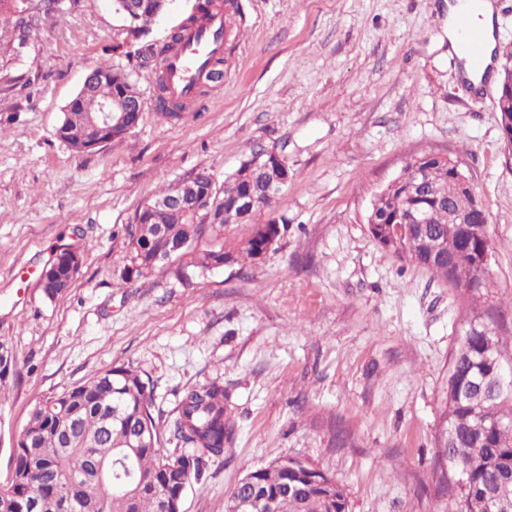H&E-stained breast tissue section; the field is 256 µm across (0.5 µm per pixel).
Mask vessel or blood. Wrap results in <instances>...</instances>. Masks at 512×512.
I'll list each match as a JSON object with an SVG mask.
<instances>
[{
	"instance_id": "1",
	"label": "vessel or blood",
	"mask_w": 512,
	"mask_h": 512,
	"mask_svg": "<svg viewBox=\"0 0 512 512\" xmlns=\"http://www.w3.org/2000/svg\"><path fill=\"white\" fill-rule=\"evenodd\" d=\"M457 25L461 46L473 69H483L485 51L480 37L472 32L467 16H459ZM226 18L221 7L188 25L178 46L166 57L162 66L169 93L186 102L195 100L201 81L215 59L223 57L227 46Z\"/></svg>"
}]
</instances>
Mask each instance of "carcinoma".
<instances>
[{"label":"carcinoma","instance_id":"carcinoma-1","mask_svg":"<svg viewBox=\"0 0 512 512\" xmlns=\"http://www.w3.org/2000/svg\"><path fill=\"white\" fill-rule=\"evenodd\" d=\"M48 0H0V16L12 24L11 46L24 49L30 34L28 11L33 3ZM181 33L171 36L160 50L146 46V52L160 65L162 56L174 49ZM113 67L96 68L102 75L92 95L74 114L63 115L59 131L64 132L94 110L99 101L112 96L116 85L107 77ZM156 111L164 117L180 118L186 103L169 97L164 81L156 91ZM435 178L430 189L417 197L397 188L376 197L368 211L373 223L370 233L379 245L401 258L426 266L452 288L459 283L448 277L458 266L469 267L473 294L485 287V275L478 265L480 253L490 249L488 234L478 237L463 224L448 223V213L466 212L471 195L460 191L445 166L429 159ZM269 172L261 165L242 164L225 181L237 192L259 198L257 211L269 207L282 193H266ZM216 207L228 213L231 223H245L253 215L234 209L235 198L218 191ZM410 210L427 214L428 233L443 237L446 249L430 259L408 236L393 235V218ZM221 224H195L184 212H155L144 224H123L118 234L124 239L126 280L147 278L156 271L175 268L176 276L190 280L224 267L259 259L270 239H282L287 223L252 225L249 236L237 247L224 246ZM164 241L185 242L173 264L154 261ZM208 248L201 249V242ZM58 274L44 281L41 292L47 299L67 293L69 258L56 260ZM504 365L498 335L487 326L469 327L455 351L448 374L445 419L448 436L439 440V454L448 461V476L441 493L456 501V512H512V392L497 388ZM18 373L11 348L0 341V387ZM224 385L195 386L182 395L171 421L173 437L183 450L163 452L158 424L152 413L153 390L140 375L126 367L114 366L88 381L50 396L32 410L27 424L16 436L11 449L12 471L0 484V512H182L183 496L191 479L202 475L206 459L224 454L230 441ZM111 454L118 464L108 463L103 478L87 486H76V464L86 457ZM247 484L240 495L256 502L253 512H266L264 501L275 497L277 512H350L343 488L321 470L297 458L288 467L277 460L244 474Z\"/></svg>","mask_w":512,"mask_h":512}]
</instances>
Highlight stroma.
<instances>
[{
    "instance_id": "obj_1",
    "label": "stroma",
    "mask_w": 512,
    "mask_h": 512,
    "mask_svg": "<svg viewBox=\"0 0 512 512\" xmlns=\"http://www.w3.org/2000/svg\"><path fill=\"white\" fill-rule=\"evenodd\" d=\"M197 0H172L147 40L112 0L42 18L22 55L0 26V340L18 374L0 391V481L33 407L125 365L167 422L184 389L223 383L234 436L191 480L183 512H225L248 469L294 456L344 489L351 512H455L439 493L436 434L451 358L473 313L512 355V163L494 108L443 43L448 0H241L224 77L183 119L147 110L130 135L78 154L62 109L102 64L154 103L163 46ZM288 163L287 189L252 224L287 220L276 251L184 281H122L115 232L159 191L200 169L223 184L257 148ZM450 157L488 211V286L465 296L372 237L376 193L407 159ZM232 224L224 243L248 237ZM76 284L38 286L65 247Z\"/></svg>"
}]
</instances>
